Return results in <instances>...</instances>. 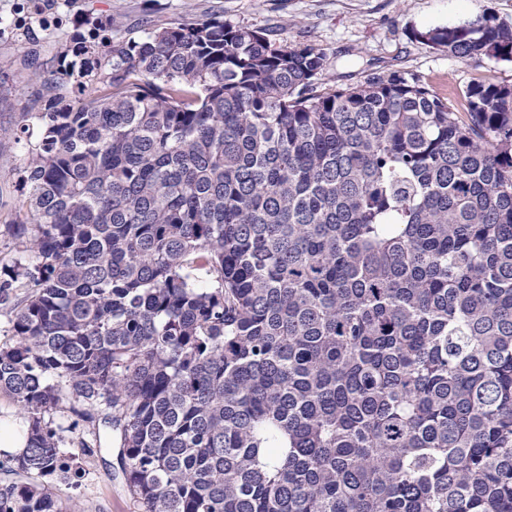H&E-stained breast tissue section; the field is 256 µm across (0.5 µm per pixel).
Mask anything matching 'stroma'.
<instances>
[{
	"label": "stroma",
	"mask_w": 512,
	"mask_h": 512,
	"mask_svg": "<svg viewBox=\"0 0 512 512\" xmlns=\"http://www.w3.org/2000/svg\"><path fill=\"white\" fill-rule=\"evenodd\" d=\"M90 13L111 21L113 36L121 39L138 40L157 27L205 18L273 30L280 40L322 49L338 87L371 73L409 71L454 103L475 83L512 84V62L463 60L420 38L429 29L483 16L512 24V0H67L62 7L52 0H28L22 23L0 36V96L12 103L0 110V268L32 262L12 230L24 200L27 147L19 137L20 112L44 94L59 53ZM102 417L99 408L91 418L78 417L67 403L49 415L52 428H64L65 446L73 454H81L83 443L101 442L100 453L85 460L78 485L59 481L55 492L75 512H139Z\"/></svg>",
	"instance_id": "stroma-1"
}]
</instances>
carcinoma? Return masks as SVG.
I'll use <instances>...</instances> for the list:
<instances>
[{
    "instance_id": "1",
    "label": "carcinoma",
    "mask_w": 512,
    "mask_h": 512,
    "mask_svg": "<svg viewBox=\"0 0 512 512\" xmlns=\"http://www.w3.org/2000/svg\"><path fill=\"white\" fill-rule=\"evenodd\" d=\"M418 37L512 62L492 16ZM14 222L36 263L0 393L27 444L0 512H70L45 415L104 404L141 512H512V85L417 74L217 19L86 24Z\"/></svg>"
}]
</instances>
